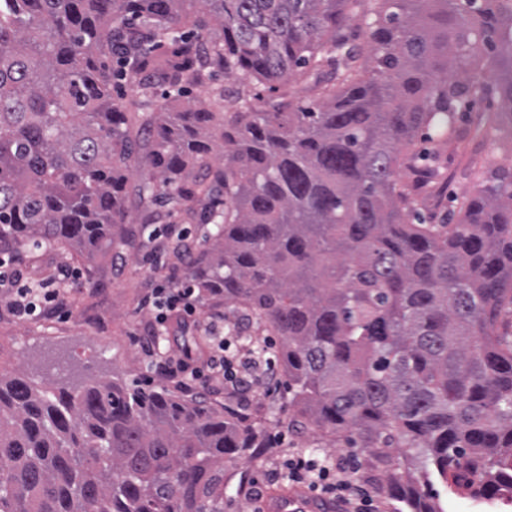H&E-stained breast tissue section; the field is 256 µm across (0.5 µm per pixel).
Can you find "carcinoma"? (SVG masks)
I'll list each match as a JSON object with an SVG mask.
<instances>
[{"mask_svg":"<svg viewBox=\"0 0 512 512\" xmlns=\"http://www.w3.org/2000/svg\"><path fill=\"white\" fill-rule=\"evenodd\" d=\"M233 71L318 94L261 112L214 85ZM205 86L229 117L182 105ZM484 100L512 137V0H0V251L104 259L182 207L214 232L162 247L281 339L290 423L359 445L399 512H443L436 481L512 496V171L472 170L444 232L408 220L440 155L397 180ZM255 434L165 387L0 371V512H224Z\"/></svg>","mask_w":512,"mask_h":512,"instance_id":"1","label":"carcinoma"}]
</instances>
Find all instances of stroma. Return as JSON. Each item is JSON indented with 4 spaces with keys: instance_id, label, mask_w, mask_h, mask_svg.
<instances>
[{
    "instance_id": "stroma-1",
    "label": "stroma",
    "mask_w": 512,
    "mask_h": 512,
    "mask_svg": "<svg viewBox=\"0 0 512 512\" xmlns=\"http://www.w3.org/2000/svg\"><path fill=\"white\" fill-rule=\"evenodd\" d=\"M218 81L228 96L256 98L258 108L264 112L274 111L285 97L296 103L315 97L309 79L291 78L283 93L268 91L264 85L235 72L219 76ZM417 146L440 152L448 183L441 197L425 200L418 209L428 224L441 223L448 211L457 209L472 195V165L512 170L511 147L476 137L465 127L449 142L429 144L421 140ZM15 259L16 268L27 278L52 277L67 266L73 267L77 277L64 291L67 316L50 314L22 319L0 303V368L22 370L37 381L49 361L63 358L69 362L71 379L76 383L91 377H112L144 388H176V381L167 376L165 368L180 357L183 337L195 335L196 330L189 324L170 327L162 337L154 334L156 309L152 293L158 286L170 285L173 276L163 253L141 248L123 251L121 271L104 273L94 288L87 285L85 267L71 263L65 253L24 251L17 253ZM206 382L210 405L222 409L225 416L234 418L245 413L249 423L284 438L281 446L268 449L265 455L238 461L225 470L224 512H251L256 493L288 488V475L281 466L291 452L318 458H353L359 480L367 484L379 482V472L346 437L290 427L285 379L272 384L263 374H256L254 387L245 398L222 376L210 375Z\"/></svg>"
}]
</instances>
